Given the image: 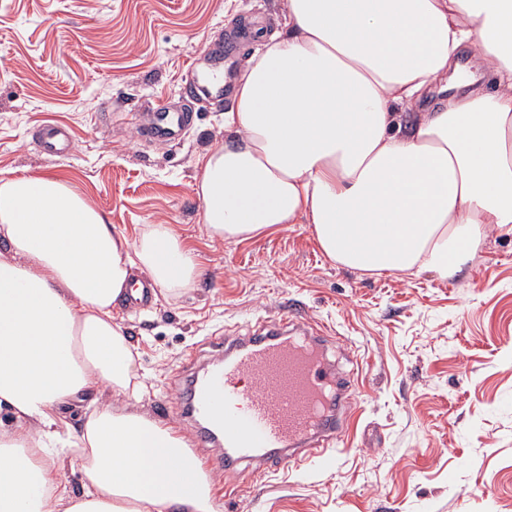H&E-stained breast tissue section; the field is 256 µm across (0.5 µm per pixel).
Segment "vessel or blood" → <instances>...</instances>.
<instances>
[{
  "label": "vessel or blood",
  "mask_w": 512,
  "mask_h": 512,
  "mask_svg": "<svg viewBox=\"0 0 512 512\" xmlns=\"http://www.w3.org/2000/svg\"><path fill=\"white\" fill-rule=\"evenodd\" d=\"M233 76L228 60L223 82L203 79L183 92L207 98ZM191 119V113L162 107L145 133L156 142H173ZM38 142L52 155L70 148L66 133L52 124L41 128ZM332 340L327 327L310 323L295 304L262 334L218 337L221 354L209 369L192 372L183 411L196 424L198 446L211 449L214 471L267 472L286 459L331 466L346 415L336 403L346 381L327 355Z\"/></svg>",
  "instance_id": "vessel-or-blood-1"
}]
</instances>
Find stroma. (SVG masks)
I'll return each instance as SVG.
<instances>
[{"mask_svg": "<svg viewBox=\"0 0 512 512\" xmlns=\"http://www.w3.org/2000/svg\"><path fill=\"white\" fill-rule=\"evenodd\" d=\"M283 0H0V174L73 183L116 230L173 225L205 273L193 291L112 313L146 388L136 409L193 438L175 409L182 362L211 337L246 336L288 302L337 332L352 423L338 462L220 473L222 512H512V235L491 230L455 277L369 275L321 252L308 224L213 241L195 191L201 160L224 141L228 102H195L179 144L142 138L153 108L182 99L207 46L241 32L238 68L279 31ZM54 122L71 150L49 157ZM38 142L40 148L52 155H61L70 149L66 133L59 126L48 124L40 129Z\"/></svg>", "mask_w": 512, "mask_h": 512, "instance_id": "obj_1", "label": "stroma"}]
</instances>
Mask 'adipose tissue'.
Wrapping results in <instances>:
<instances>
[{"mask_svg": "<svg viewBox=\"0 0 512 512\" xmlns=\"http://www.w3.org/2000/svg\"><path fill=\"white\" fill-rule=\"evenodd\" d=\"M284 17L202 161L210 238L308 224L335 264L451 278L489 229L512 234V0H284ZM465 47L492 89L450 97ZM202 273L172 225L132 242L58 177H0V512H221L186 439L112 403L140 389L113 308L136 276L177 295ZM86 396L76 432L63 410Z\"/></svg>", "mask_w": 512, "mask_h": 512, "instance_id": "ef3b65f1", "label": "adipose tissue"}]
</instances>
